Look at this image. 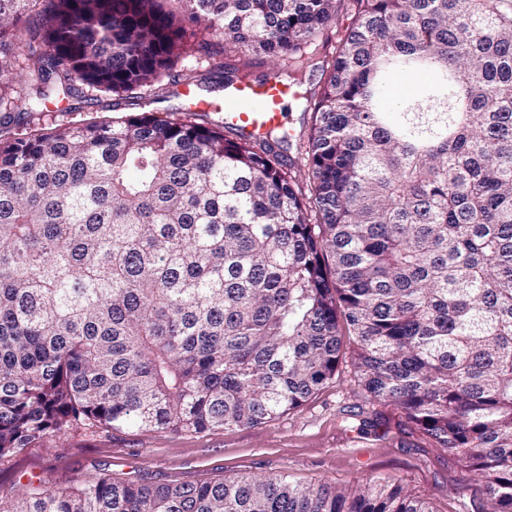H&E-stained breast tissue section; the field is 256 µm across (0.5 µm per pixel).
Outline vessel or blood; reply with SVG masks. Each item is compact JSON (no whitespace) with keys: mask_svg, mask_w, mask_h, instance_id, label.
Masks as SVG:
<instances>
[{"mask_svg":"<svg viewBox=\"0 0 512 512\" xmlns=\"http://www.w3.org/2000/svg\"><path fill=\"white\" fill-rule=\"evenodd\" d=\"M288 92V86L276 78L260 85L237 84L224 95V120L256 135L283 127L281 105Z\"/></svg>","mask_w":512,"mask_h":512,"instance_id":"vessel-or-blood-1","label":"vessel or blood"}]
</instances>
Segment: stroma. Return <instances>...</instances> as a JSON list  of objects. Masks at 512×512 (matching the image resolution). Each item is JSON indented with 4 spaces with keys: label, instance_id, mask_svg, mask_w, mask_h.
I'll return each instance as SVG.
<instances>
[{
    "label": "stroma",
    "instance_id": "obj_1",
    "mask_svg": "<svg viewBox=\"0 0 512 512\" xmlns=\"http://www.w3.org/2000/svg\"><path fill=\"white\" fill-rule=\"evenodd\" d=\"M341 38L326 30L306 49L305 80L283 105L292 135L310 122L306 93L321 76L326 55ZM183 96L160 92L145 100L106 96L81 112L51 106L60 124L121 117L147 109L179 117ZM334 377L296 410L257 426L173 433L125 428L109 433L75 429L0 460V499L17 500L45 487L73 484L103 468L113 477L156 483H204L239 475L285 474L299 484L326 482L342 487L362 477L402 485L426 501L430 512H484L482 483L448 464L431 440L410 430L402 413L374 403L350 360L352 337ZM380 418V435L363 434L362 420Z\"/></svg>",
    "mask_w": 512,
    "mask_h": 512
}]
</instances>
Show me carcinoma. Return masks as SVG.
<instances>
[{"mask_svg":"<svg viewBox=\"0 0 512 512\" xmlns=\"http://www.w3.org/2000/svg\"><path fill=\"white\" fill-rule=\"evenodd\" d=\"M0 0V112H79L214 39L285 61L336 0ZM288 136L145 111L0 139V459L74 427L257 425L336 373L512 512V0H349ZM424 75L413 94L389 90ZM0 512H428L402 488L243 475L199 485L106 472Z\"/></svg>","mask_w":512,"mask_h":512,"instance_id":"cac0c4a2","label":"carcinoma"}]
</instances>
